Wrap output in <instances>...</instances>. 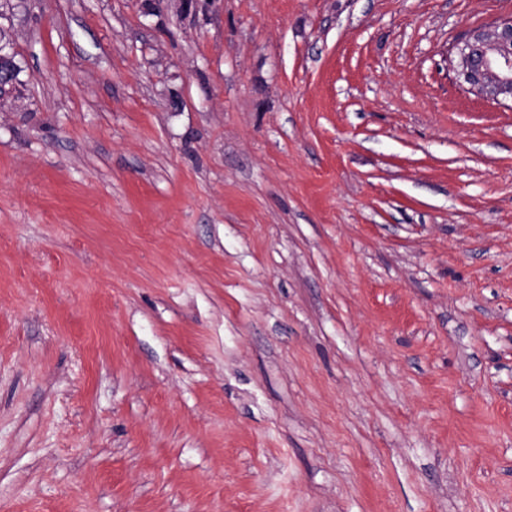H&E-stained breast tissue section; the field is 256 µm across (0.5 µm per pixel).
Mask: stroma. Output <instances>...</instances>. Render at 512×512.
Here are the masks:
<instances>
[{
  "mask_svg": "<svg viewBox=\"0 0 512 512\" xmlns=\"http://www.w3.org/2000/svg\"><path fill=\"white\" fill-rule=\"evenodd\" d=\"M512 0H0V512H512ZM455 71L471 93L512 102V16L472 28L458 48Z\"/></svg>",
  "mask_w": 512,
  "mask_h": 512,
  "instance_id": "obj_1",
  "label": "stroma"
}]
</instances>
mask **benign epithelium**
Here are the masks:
<instances>
[{
	"label": "benign epithelium",
	"mask_w": 512,
	"mask_h": 512,
	"mask_svg": "<svg viewBox=\"0 0 512 512\" xmlns=\"http://www.w3.org/2000/svg\"><path fill=\"white\" fill-rule=\"evenodd\" d=\"M455 71L471 93L512 100V16L471 29L458 48Z\"/></svg>",
	"instance_id": "7a95c632"
}]
</instances>
